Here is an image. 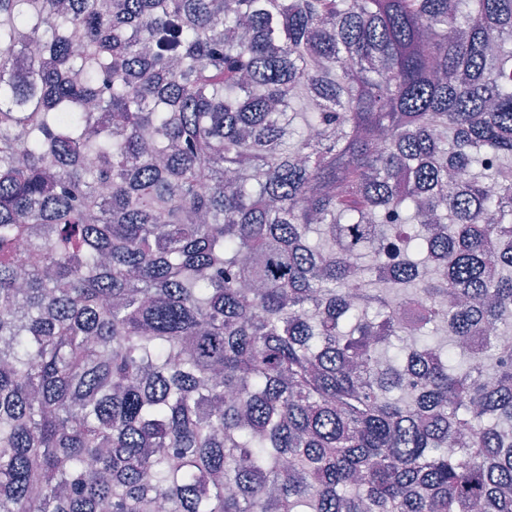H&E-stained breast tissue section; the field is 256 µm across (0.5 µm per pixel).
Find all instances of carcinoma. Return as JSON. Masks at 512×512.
Instances as JSON below:
<instances>
[{
	"label": "carcinoma",
	"mask_w": 512,
	"mask_h": 512,
	"mask_svg": "<svg viewBox=\"0 0 512 512\" xmlns=\"http://www.w3.org/2000/svg\"><path fill=\"white\" fill-rule=\"evenodd\" d=\"M512 0H0V512H512Z\"/></svg>",
	"instance_id": "carcinoma-1"
}]
</instances>
